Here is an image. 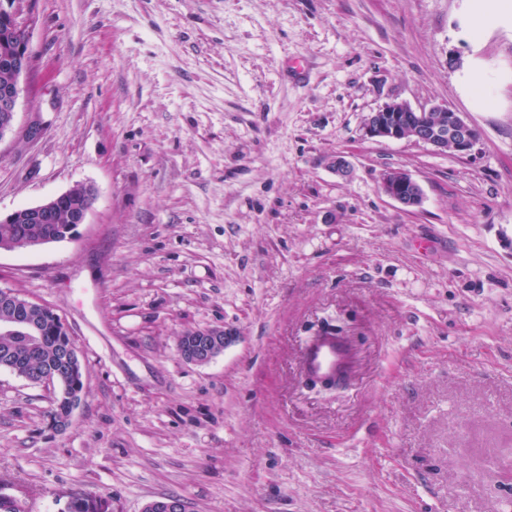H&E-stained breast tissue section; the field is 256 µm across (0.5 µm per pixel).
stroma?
<instances>
[{
    "instance_id": "obj_1",
    "label": "stroma",
    "mask_w": 512,
    "mask_h": 512,
    "mask_svg": "<svg viewBox=\"0 0 512 512\" xmlns=\"http://www.w3.org/2000/svg\"><path fill=\"white\" fill-rule=\"evenodd\" d=\"M469 0H31L0 140V212L76 184L77 237L0 252L83 365L0 369V496L32 512H506L512 504V23ZM476 68L479 93L463 73ZM445 105L468 156L364 138L385 102ZM349 178L330 167L336 155ZM400 169L408 210L380 190ZM330 327L352 383L300 375ZM234 337L205 365L189 329ZM478 1L473 5L469 28L473 35H480L494 22L507 20L512 21L511 0H474ZM381 192L407 209L419 207L422 194L419 184L399 169L386 171L380 183ZM58 373H54L47 377L46 382L57 383L59 387V394L53 402L51 410V418L54 425L57 427L63 419H66L71 410V397L80 396L84 383H83V366H76L71 372L66 374L63 378L58 380ZM58 380V382H57Z\"/></svg>"
}]
</instances>
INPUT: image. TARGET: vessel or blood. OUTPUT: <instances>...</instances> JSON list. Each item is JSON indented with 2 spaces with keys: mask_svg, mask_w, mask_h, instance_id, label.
<instances>
[{
  "mask_svg": "<svg viewBox=\"0 0 512 512\" xmlns=\"http://www.w3.org/2000/svg\"><path fill=\"white\" fill-rule=\"evenodd\" d=\"M305 379L340 384L349 377L352 355L348 342L332 331L311 337L299 352Z\"/></svg>",
  "mask_w": 512,
  "mask_h": 512,
  "instance_id": "b4317fda",
  "label": "vessel or blood"
}]
</instances>
